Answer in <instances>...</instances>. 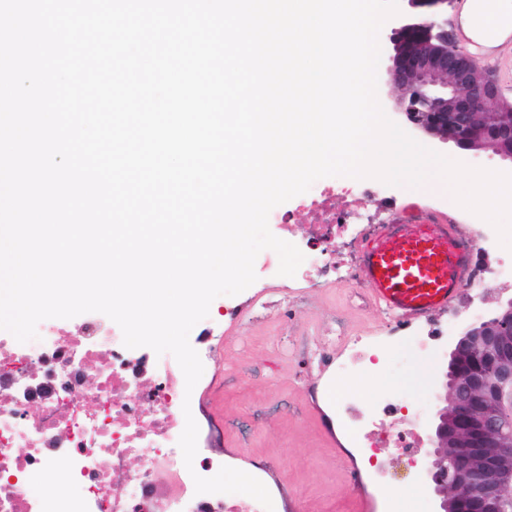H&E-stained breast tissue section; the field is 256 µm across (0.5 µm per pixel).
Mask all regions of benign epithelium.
<instances>
[{"label":"benign epithelium","instance_id":"obj_1","mask_svg":"<svg viewBox=\"0 0 512 512\" xmlns=\"http://www.w3.org/2000/svg\"><path fill=\"white\" fill-rule=\"evenodd\" d=\"M406 2L413 12L397 16L389 36L399 111L428 136L468 152L491 143L512 160V108L500 109L492 130L475 126L501 99L487 72L448 40V0ZM452 343L421 461L425 482L438 512H508L512 450L498 439L512 426V302L466 323Z\"/></svg>","mask_w":512,"mask_h":512}]
</instances>
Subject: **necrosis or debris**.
Wrapping results in <instances>:
<instances>
[{
    "mask_svg": "<svg viewBox=\"0 0 512 512\" xmlns=\"http://www.w3.org/2000/svg\"><path fill=\"white\" fill-rule=\"evenodd\" d=\"M301 205L312 216L306 227L312 248L296 277L309 288L364 287L366 247L406 210L370 178L314 186ZM415 212L467 252L462 288H477L488 274L479 256L491 246L494 227L465 229L457 215L431 204ZM454 319L449 311L406 320L391 315L383 335L350 336L336 315L328 340L315 342L304 331L288 349L319 375L344 381L376 366L386 341L437 346ZM37 331L36 344L0 331V512H44L29 484L56 464L64 465L68 483L58 512H264L252 498L196 493L194 476H214L222 463L198 457L184 464L178 445L184 375L177 361L126 348L120 327L100 317L73 328L41 324ZM401 408L393 397L365 407L356 394L336 396L355 447L409 456L422 438Z\"/></svg>",
    "mask_w": 512,
    "mask_h": 512,
    "instance_id": "1",
    "label": "necrosis or debris"
}]
</instances>
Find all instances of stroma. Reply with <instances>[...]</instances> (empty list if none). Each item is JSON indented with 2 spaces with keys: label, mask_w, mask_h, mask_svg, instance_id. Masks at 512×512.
Here are the masks:
<instances>
[{
  "label": "stroma",
  "mask_w": 512,
  "mask_h": 512,
  "mask_svg": "<svg viewBox=\"0 0 512 512\" xmlns=\"http://www.w3.org/2000/svg\"><path fill=\"white\" fill-rule=\"evenodd\" d=\"M414 138L420 144L472 167L501 172L512 170L492 150L478 154L458 149L422 133ZM347 291L334 288L313 293L308 304L297 310L293 326L303 330L313 326L327 329L334 308L343 306ZM278 311H266L267 324L225 325L215 317L220 344L204 361V371L195 385L190 404L199 426L200 453L226 459L232 468L258 469L259 480L269 490L274 512H346L353 497H360L362 512H380L385 497L399 498L405 512H417L412 495H422L427 512H434L431 496L423 492L417 467L399 460L392 486L366 484L354 492L348 478L356 463L339 433L336 404L322 392V379L302 361L284 355L287 339L274 327ZM404 371L379 370L368 374L363 404L384 395L400 397L406 411L422 410L423 421H430L437 403L435 378L449 359L448 347L438 350L409 348ZM249 364L254 373L247 383L214 404L210 391L224 378L225 370ZM305 405L307 414L298 421L288 418V407ZM236 420L242 432L240 444L229 442L221 432L223 420Z\"/></svg>",
  "instance_id": "stroma-1"
}]
</instances>
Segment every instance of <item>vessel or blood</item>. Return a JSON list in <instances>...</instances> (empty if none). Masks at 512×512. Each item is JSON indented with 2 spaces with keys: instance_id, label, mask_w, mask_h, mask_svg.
Returning <instances> with one entry per match:
<instances>
[{
  "instance_id": "vessel-or-blood-1",
  "label": "vessel or blood",
  "mask_w": 512,
  "mask_h": 512,
  "mask_svg": "<svg viewBox=\"0 0 512 512\" xmlns=\"http://www.w3.org/2000/svg\"><path fill=\"white\" fill-rule=\"evenodd\" d=\"M477 0H451V35L476 60L493 63L512 45V15L475 13ZM463 257L446 234L416 224H396L364 253L365 280L373 300L407 318L447 308L459 290Z\"/></svg>"
}]
</instances>
